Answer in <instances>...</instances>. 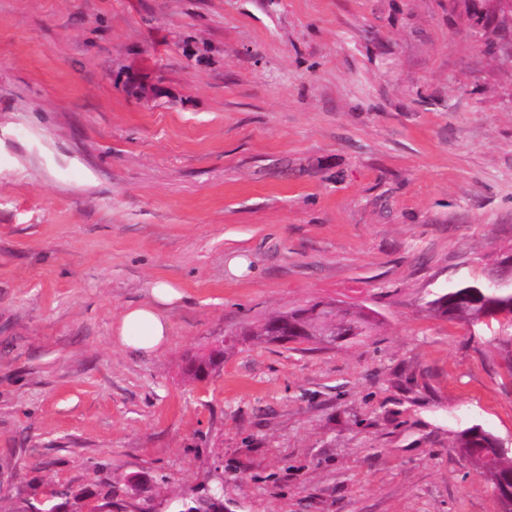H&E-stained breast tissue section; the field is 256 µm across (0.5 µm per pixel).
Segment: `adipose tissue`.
Wrapping results in <instances>:
<instances>
[{"instance_id": "1", "label": "adipose tissue", "mask_w": 512, "mask_h": 512, "mask_svg": "<svg viewBox=\"0 0 512 512\" xmlns=\"http://www.w3.org/2000/svg\"><path fill=\"white\" fill-rule=\"evenodd\" d=\"M182 293L172 283L156 281L148 301L126 307L112 327L115 345L144 353L162 350L169 341V309Z\"/></svg>"}]
</instances>
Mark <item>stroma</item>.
Here are the masks:
<instances>
[{
	"label": "stroma",
	"mask_w": 512,
	"mask_h": 512,
	"mask_svg": "<svg viewBox=\"0 0 512 512\" xmlns=\"http://www.w3.org/2000/svg\"><path fill=\"white\" fill-rule=\"evenodd\" d=\"M498 9L0 0V508L151 474L160 512H498L457 440L512 436V343L427 308L512 252ZM158 280L166 348L113 346ZM316 301L376 329L233 339ZM224 361V347L211 350L208 354L188 360L184 370L192 380H203L216 366ZM224 499L220 493L216 490L207 491L203 488L200 493L195 497L185 502L181 500L177 501L178 510L175 512H224L220 500Z\"/></svg>",
	"instance_id": "1"
}]
</instances>
